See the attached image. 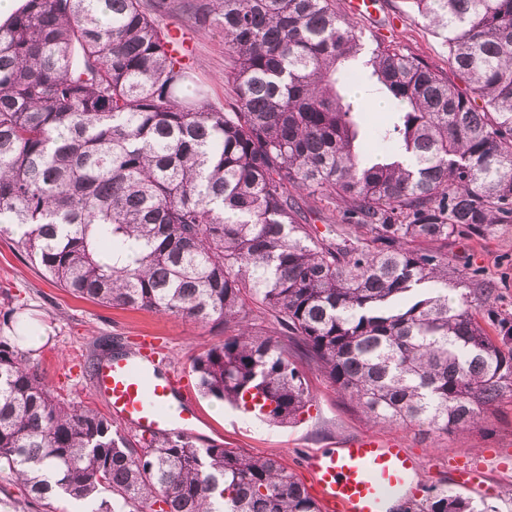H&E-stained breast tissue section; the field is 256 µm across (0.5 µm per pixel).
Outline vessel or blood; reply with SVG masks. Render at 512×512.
<instances>
[{"instance_id":"1","label":"vessel or blood","mask_w":512,"mask_h":512,"mask_svg":"<svg viewBox=\"0 0 512 512\" xmlns=\"http://www.w3.org/2000/svg\"><path fill=\"white\" fill-rule=\"evenodd\" d=\"M95 384L109 413L142 431H178L195 416L191 388L175 373L160 369L148 338L139 355L102 363ZM302 465L321 512H390L418 477V463L407 449L372 436L346 441L337 450L309 452ZM452 468L460 487L467 488L485 464L461 455Z\"/></svg>"}]
</instances>
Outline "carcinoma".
<instances>
[{"label": "carcinoma", "instance_id": "carcinoma-1", "mask_svg": "<svg viewBox=\"0 0 512 512\" xmlns=\"http://www.w3.org/2000/svg\"><path fill=\"white\" fill-rule=\"evenodd\" d=\"M171 0H26L0 25V234L92 302L220 325L201 394L293 424L322 371L374 424L469 430L512 392V319L414 244L512 223V0H410L455 80L366 42L336 0H201L230 108L154 15ZM361 91L387 119L368 132ZM339 197L318 230L303 196ZM277 327L257 331L252 306ZM0 335V472L89 512H320L282 458L124 435ZM403 512H498L429 487Z\"/></svg>", "mask_w": 512, "mask_h": 512}]
</instances>
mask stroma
Instances as JSON below:
<instances>
[{
	"instance_id": "35a3bbf8",
	"label": "stroma",
	"mask_w": 512,
	"mask_h": 512,
	"mask_svg": "<svg viewBox=\"0 0 512 512\" xmlns=\"http://www.w3.org/2000/svg\"><path fill=\"white\" fill-rule=\"evenodd\" d=\"M188 0H175L170 11L157 15L163 27L183 28L193 52L190 64L197 84L206 87L211 102L225 106L227 55L224 36L201 29L187 11ZM380 20L353 17L367 36L397 43L439 71L448 69V48L427 22L412 13L408 0H382ZM430 250L448 255L459 272L476 270L494 290L493 308L512 318V224L495 225L482 239L452 238L433 242ZM13 310L14 323L35 329L42 342L32 351L48 385L63 394L101 406L89 365L101 350L133 351L143 337H153L164 367L194 382L193 358L221 343L224 330L174 315L101 306L72 296L44 276L15 243L11 234L0 236V310ZM312 404L299 423L277 426L213 398L198 397L199 416L191 420L189 437L200 444L217 443L257 456H278L302 483L310 478L300 463L303 453L336 448L362 435L396 440L420 462L422 484L438 485L456 493L450 458L468 453L476 458L497 450L512 451V394H504L488 412L481 427L433 433L416 426L372 424L353 409L330 381L312 367L304 369ZM475 502L512 512V465L490 467L469 492ZM0 512H85L82 503L51 500L49 505L27 503L12 476L0 472Z\"/></svg>"
}]
</instances>
